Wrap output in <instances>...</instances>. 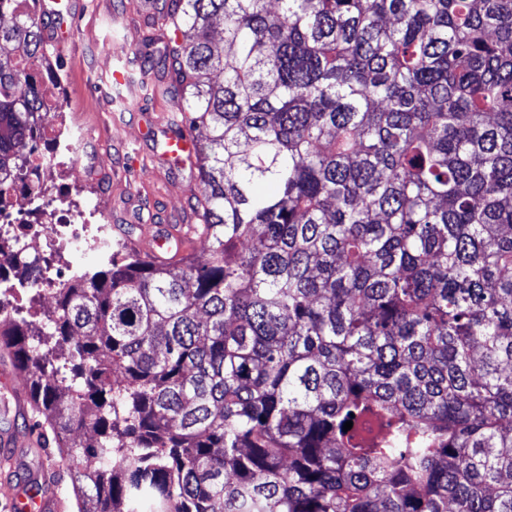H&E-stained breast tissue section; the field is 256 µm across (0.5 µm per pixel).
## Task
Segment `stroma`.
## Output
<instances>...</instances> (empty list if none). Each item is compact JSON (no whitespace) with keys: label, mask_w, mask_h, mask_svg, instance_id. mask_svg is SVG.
<instances>
[{"label":"stroma","mask_w":512,"mask_h":512,"mask_svg":"<svg viewBox=\"0 0 512 512\" xmlns=\"http://www.w3.org/2000/svg\"><path fill=\"white\" fill-rule=\"evenodd\" d=\"M87 2L84 14L61 24V38L77 47L61 55L56 97L71 116L72 134L90 143L109 171L85 180L75 165L57 173L54 187L70 203L94 212L110 245L127 224L193 223L195 182L188 168L161 156L169 136L162 116L172 101L159 98L145 107L137 85H127L120 100L107 89L113 70L137 69L133 51L145 33L144 17L134 0Z\"/></svg>","instance_id":"obj_1"}]
</instances>
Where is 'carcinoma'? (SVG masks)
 Instances as JSON below:
<instances>
[{"mask_svg": "<svg viewBox=\"0 0 512 512\" xmlns=\"http://www.w3.org/2000/svg\"><path fill=\"white\" fill-rule=\"evenodd\" d=\"M39 2L0 0V200L35 210ZM142 5L211 248L0 314L78 512H512V0Z\"/></svg>", "mask_w": 512, "mask_h": 512, "instance_id": "cac0c4a2", "label": "carcinoma"}]
</instances>
